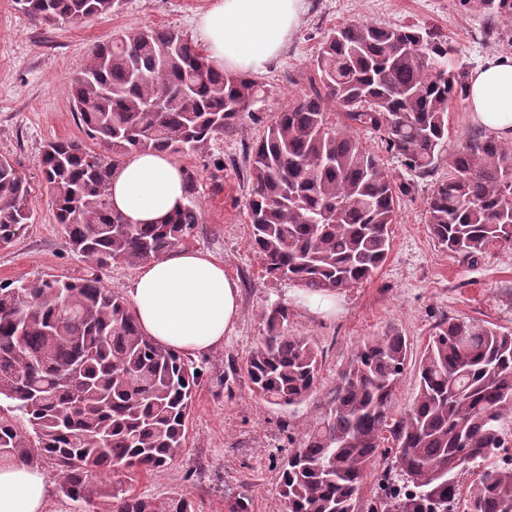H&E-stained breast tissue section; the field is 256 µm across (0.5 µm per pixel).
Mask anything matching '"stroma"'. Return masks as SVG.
<instances>
[{"label":"stroma","instance_id":"1","mask_svg":"<svg viewBox=\"0 0 512 512\" xmlns=\"http://www.w3.org/2000/svg\"><path fill=\"white\" fill-rule=\"evenodd\" d=\"M305 3L299 28L282 56L258 75L265 94L253 114L225 132L210 157L176 159L195 173L196 196L203 209L202 222L185 245L223 262L225 273L240 288V315L222 346L189 358L203 376L193 394L182 454L162 470L136 476L132 487L155 498L187 492L198 512H224L226 497L244 491L252 496L251 512H280L278 467L288 452L285 427L291 419H309L321 411L314 401L294 415L270 405L255 397L240 372L265 330L261 314L271 304L286 305L291 332L319 345L326 387L366 336L398 331L418 355L436 325L447 318H469L512 331V250L490 248L468 265L438 246L429 233L427 201L435 184L448 176L447 159H439L429 174L411 172L378 133L365 129L357 133L363 145L396 181L412 185L402 196L398 220L391 227L385 264L368 280L332 294L324 311L309 307L300 286L263 273L259 257L248 245L246 151L277 112L307 91L302 75L331 29L353 20L393 27L415 24L446 36L455 60L470 71L490 57L512 56V47L484 37V15L464 9L459 0ZM207 4L208 0H121L112 13L48 25L20 11L15 0H0V156L12 160L30 182L29 206L34 213L32 224L10 244L0 245V282L80 277L88 270L65 243L41 173L47 142L85 138L68 96V80L76 66L95 45L121 30L169 28L194 36L197 16ZM218 157L224 160L220 172L212 164ZM231 365L239 372L228 380L224 372Z\"/></svg>","mask_w":512,"mask_h":512}]
</instances>
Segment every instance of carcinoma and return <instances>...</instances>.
I'll list each match as a JSON object with an SVG mask.
<instances>
[{
	"mask_svg": "<svg viewBox=\"0 0 512 512\" xmlns=\"http://www.w3.org/2000/svg\"><path fill=\"white\" fill-rule=\"evenodd\" d=\"M118 0H16L30 18L67 23L112 11ZM497 22L512 46V0H459ZM448 39L414 27L350 22L329 34L303 76L305 96L267 126L247 155L248 245L265 273L311 293L349 288L386 260L397 219L396 182L356 138L369 129L409 170L427 174L448 140L451 104L468 73ZM265 93L248 74L213 68L189 37L139 29L96 47L69 84L95 150L53 140L42 176L83 277L0 284V464L53 461L58 491L80 512H197L192 497H147L110 482L168 466L186 443L201 372L140 329L134 308L98 271L146 265L202 223L196 177L163 224H130L112 211V171L133 151L207 154ZM341 120H336V113ZM31 185L0 158V243L31 223ZM434 240L467 263L488 247L512 249V143L478 132L448 149V178L427 202ZM263 317L266 333L246 362L256 396L321 415L296 426L281 458L280 512H356L376 456L392 453L369 512H512V332L447 319L415 365L412 405L394 398L410 357L405 336H367L323 391L322 353L288 329V308ZM471 474L465 485L461 477ZM251 496L225 499L250 512Z\"/></svg>",
	"mask_w": 512,
	"mask_h": 512,
	"instance_id": "cac0c4a2",
	"label": "carcinoma"
}]
</instances>
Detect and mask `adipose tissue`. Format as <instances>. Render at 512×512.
<instances>
[{
    "instance_id": "1",
    "label": "adipose tissue",
    "mask_w": 512,
    "mask_h": 512,
    "mask_svg": "<svg viewBox=\"0 0 512 512\" xmlns=\"http://www.w3.org/2000/svg\"><path fill=\"white\" fill-rule=\"evenodd\" d=\"M304 0H211L196 24L204 54L216 68L259 73L295 35ZM468 107L475 121L512 142V56H497L469 77ZM113 211L131 224L164 222L182 203L181 166L166 153L137 151L112 173ZM131 297L144 333L183 353L223 344L239 315L237 283L212 256L176 248L147 264ZM46 475L15 463L0 467V512H45Z\"/></svg>"
}]
</instances>
